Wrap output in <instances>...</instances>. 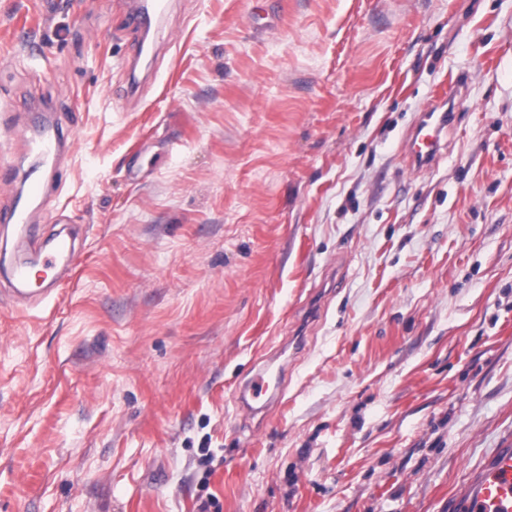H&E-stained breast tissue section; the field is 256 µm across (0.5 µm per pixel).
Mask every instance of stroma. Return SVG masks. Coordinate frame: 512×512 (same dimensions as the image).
Returning <instances> with one entry per match:
<instances>
[{"instance_id":"stroma-1","label":"stroma","mask_w":512,"mask_h":512,"mask_svg":"<svg viewBox=\"0 0 512 512\" xmlns=\"http://www.w3.org/2000/svg\"><path fill=\"white\" fill-rule=\"evenodd\" d=\"M38 106L71 148L0 162L56 172L78 267L0 278V512H448L512 444V0H174L146 47L125 0H0V134ZM458 85L449 84L448 90L421 114L408 141V159L416 168L430 167L440 155L442 134L447 132L454 121V101L458 95ZM267 371L259 369L253 373L240 389L239 399L244 407L254 414L262 413L275 396Z\"/></svg>"}]
</instances>
